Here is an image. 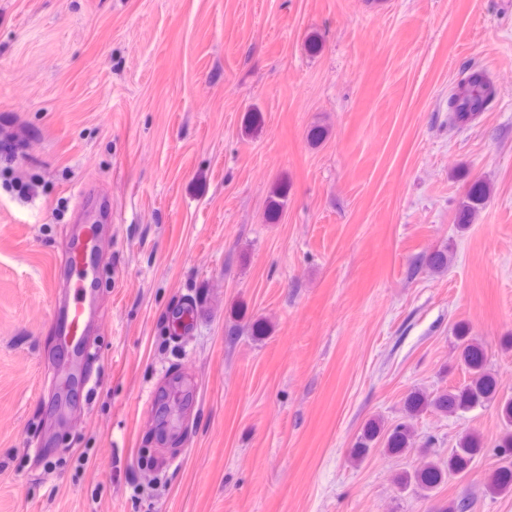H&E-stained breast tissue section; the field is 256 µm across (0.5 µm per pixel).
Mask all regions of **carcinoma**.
I'll return each mask as SVG.
<instances>
[{
  "label": "carcinoma",
  "instance_id": "obj_1",
  "mask_svg": "<svg viewBox=\"0 0 512 512\" xmlns=\"http://www.w3.org/2000/svg\"><path fill=\"white\" fill-rule=\"evenodd\" d=\"M496 89L487 74L474 70L461 81L458 89L448 98V121L455 126H464L474 121L485 111L495 97ZM493 195L490 183L474 180L459 202L455 214L457 228H467L472 218ZM459 360L468 374V381L460 387H449L427 393L414 389L407 393L403 402V420L386 426L383 419L374 417L367 420L352 448L353 457L363 460L375 445L392 455H405L416 447L414 421L428 411L452 415L496 400L497 381L487 368L486 357L481 343L468 336L465 328L457 330ZM498 410L504 429L497 445L504 464L489 474L486 487L489 492H512V400L498 403ZM482 450L481 436L469 431L461 434L455 447L448 450V458L428 459L413 472L404 471L397 476V482L407 487L412 484L425 491H433L450 479L470 471Z\"/></svg>",
  "mask_w": 512,
  "mask_h": 512
}]
</instances>
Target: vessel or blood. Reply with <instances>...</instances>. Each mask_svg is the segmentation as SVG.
Segmentation results:
<instances>
[{
  "mask_svg": "<svg viewBox=\"0 0 512 512\" xmlns=\"http://www.w3.org/2000/svg\"><path fill=\"white\" fill-rule=\"evenodd\" d=\"M98 233L93 224L83 225L68 244L57 276L67 283L68 297L54 317L58 346L66 353L81 355L87 349L85 336L97 316L94 284L100 277Z\"/></svg>",
  "mask_w": 512,
  "mask_h": 512,
  "instance_id": "obj_1",
  "label": "vessel or blood"
}]
</instances>
